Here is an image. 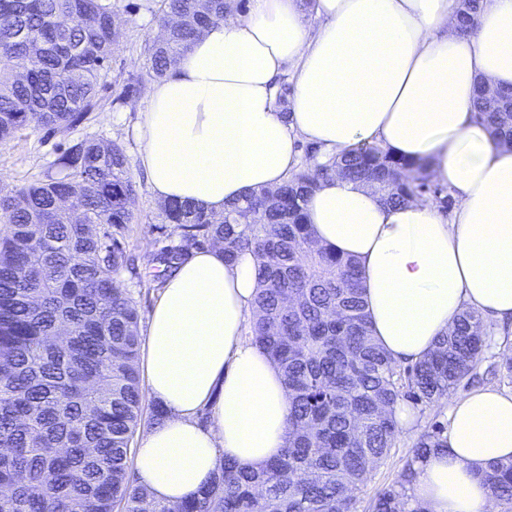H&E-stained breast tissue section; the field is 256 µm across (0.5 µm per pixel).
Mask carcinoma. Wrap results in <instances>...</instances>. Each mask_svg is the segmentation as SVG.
Returning a JSON list of instances; mask_svg holds the SVG:
<instances>
[{
    "label": "carcinoma",
    "mask_w": 512,
    "mask_h": 512,
    "mask_svg": "<svg viewBox=\"0 0 512 512\" xmlns=\"http://www.w3.org/2000/svg\"><path fill=\"white\" fill-rule=\"evenodd\" d=\"M481 0H461L458 28L473 30ZM167 28L145 49L158 80L209 24L224 0H156ZM117 38L112 0H0V140L27 129L74 130L100 112ZM476 118L512 148V91L479 83ZM125 147L94 135L59 149L34 180L0 195V512H353L356 495L398 434L392 408L431 404L474 378L485 347L483 316L464 312L436 350L402 366L371 334L357 261L316 246L305 222L317 176L373 184L389 204L448 195L429 163L359 144L312 173L227 204L216 215L188 201L160 206L184 247L160 256L165 270L189 249L225 244L260 258L252 340L283 371L290 413L282 452L257 467L223 461L199 494L160 501L134 483L131 444L143 418L136 369L139 311L116 287L130 264L123 231L137 186ZM71 206L61 208L59 197ZM446 444L434 424L414 443L399 480L372 512L407 510L415 465ZM482 478L512 503V461Z\"/></svg>",
    "instance_id": "obj_1"
}]
</instances>
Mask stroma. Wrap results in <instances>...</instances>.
<instances>
[{
	"mask_svg": "<svg viewBox=\"0 0 512 512\" xmlns=\"http://www.w3.org/2000/svg\"><path fill=\"white\" fill-rule=\"evenodd\" d=\"M116 6L117 26L120 36L110 62L109 80L130 76L139 79V89L126 102H115L114 88H103L100 95L105 103L103 111L93 113L88 123L77 128V135L93 134L109 141L125 145L131 160L128 173L138 187L133 204L137 219L124 231V243L128 254L136 259L137 274L121 272L117 283L134 298L140 316H147L157 298L165 274L155 259L166 249L182 243V232L176 226L163 223L155 199L147 183V177L137 166L135 158L140 149L134 137L139 116L147 107V90L152 82L143 67L144 50L157 37L160 26L152 10V0H113ZM65 134L45 135L44 132L28 130L8 141H0V195L12 192L43 170L51 162ZM512 340V325L494 322L487 325L486 347L476 365L479 384L507 393L512 392V373L508 372L504 357L499 353L500 343ZM416 417L414 427L399 432L394 447L372 471L367 481L357 492L356 512H370L375 494L393 484L399 477L403 465L421 432L431 423H445L443 410L436 406L414 405Z\"/></svg>",
	"mask_w": 512,
	"mask_h": 512,
	"instance_id": "1",
	"label": "stroma"
}]
</instances>
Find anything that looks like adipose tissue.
<instances>
[{
	"mask_svg": "<svg viewBox=\"0 0 512 512\" xmlns=\"http://www.w3.org/2000/svg\"><path fill=\"white\" fill-rule=\"evenodd\" d=\"M458 0H249L231 5L148 91L138 163L157 198L223 213L245 193L356 145L429 159L455 205H390L370 184L319 179L304 206L318 246L358 260L372 335L413 362L463 311L512 324V149L473 112L480 81L512 88V0H483L473 33ZM294 93L278 103V81ZM258 260L194 251L148 315L145 376L164 412L141 435L139 482L154 498H192L222 459L256 467L280 454L288 389L247 337ZM447 446L417 466L407 495L423 512H492L480 474L512 458V394L453 399Z\"/></svg>",
	"mask_w": 512,
	"mask_h": 512,
	"instance_id": "obj_1",
	"label": "adipose tissue"
}]
</instances>
